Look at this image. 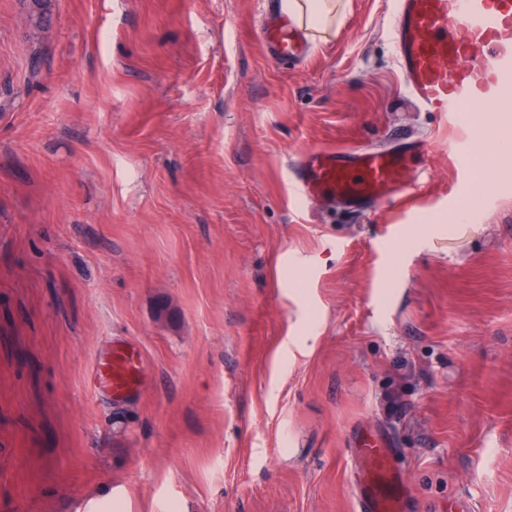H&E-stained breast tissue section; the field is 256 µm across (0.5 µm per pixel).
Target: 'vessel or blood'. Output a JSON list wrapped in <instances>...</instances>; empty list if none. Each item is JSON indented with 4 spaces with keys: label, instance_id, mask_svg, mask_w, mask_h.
<instances>
[{
    "label": "vessel or blood",
    "instance_id": "obj_1",
    "mask_svg": "<svg viewBox=\"0 0 512 512\" xmlns=\"http://www.w3.org/2000/svg\"><path fill=\"white\" fill-rule=\"evenodd\" d=\"M393 40L398 71L409 99L420 109L457 121L479 103L512 112V0H395ZM261 38L279 60L305 56L308 48L288 21L266 18ZM427 140L395 133L384 147L363 143L301 149L290 185L300 199L354 215L378 211L396 197L421 191ZM142 361L132 348L113 349L95 364L91 381L114 396L136 397ZM355 512H407L410 492L393 449L365 440Z\"/></svg>",
    "mask_w": 512,
    "mask_h": 512
}]
</instances>
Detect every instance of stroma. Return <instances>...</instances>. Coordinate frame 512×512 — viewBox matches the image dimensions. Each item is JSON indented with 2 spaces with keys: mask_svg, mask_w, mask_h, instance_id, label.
<instances>
[{
  "mask_svg": "<svg viewBox=\"0 0 512 512\" xmlns=\"http://www.w3.org/2000/svg\"><path fill=\"white\" fill-rule=\"evenodd\" d=\"M279 2L0 0V512H352L369 435L411 512H512V160L454 166L478 115L411 104L394 0L298 64ZM395 131L419 195H293L303 147ZM116 343L127 401L88 382Z\"/></svg>",
  "mask_w": 512,
  "mask_h": 512,
  "instance_id": "35a3bbf8",
  "label": "stroma"
}]
</instances>
